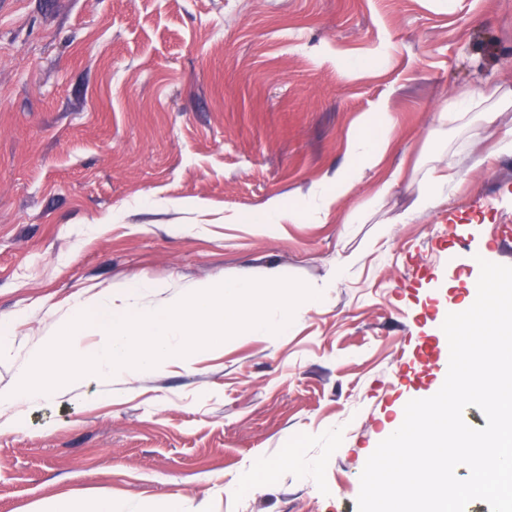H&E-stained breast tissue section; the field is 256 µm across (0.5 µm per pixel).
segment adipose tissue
Here are the masks:
<instances>
[{"label":"adipose tissue","mask_w":512,"mask_h":512,"mask_svg":"<svg viewBox=\"0 0 512 512\" xmlns=\"http://www.w3.org/2000/svg\"><path fill=\"white\" fill-rule=\"evenodd\" d=\"M512 100L507 96L498 97L482 92L462 98L455 105L439 115L440 125L458 123L468 125L470 113H477L483 125L493 124L498 106H505ZM391 120L387 112H371L352 126L346 135V151L351 159L350 166L337 173L331 185L313 191L315 209L296 210L277 204L265 211L244 215L247 224H298L313 214H328L342 198L348 196L361 180L365 169L377 166L389 141ZM462 171L455 157L436 154L429 167L418 179L415 197L411 207L402 215V222H410L429 213L443 199L448 186L461 180Z\"/></svg>","instance_id":"obj_1"}]
</instances>
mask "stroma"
I'll return each instance as SVG.
<instances>
[{
    "label": "stroma",
    "mask_w": 512,
    "mask_h": 512,
    "mask_svg": "<svg viewBox=\"0 0 512 512\" xmlns=\"http://www.w3.org/2000/svg\"><path fill=\"white\" fill-rule=\"evenodd\" d=\"M494 85L512 90V0H0V388L76 304L129 285L159 301L279 269L325 297L285 335L232 337L194 370L21 407L0 433V512L99 496L357 512L385 419L446 378L440 319L481 261L512 266V155L410 223L406 179L366 223L347 217L423 160L449 102ZM381 107L384 159L328 215L241 223L306 205ZM341 253L359 260L335 281Z\"/></svg>",
    "instance_id": "35a3bbf8"
}]
</instances>
